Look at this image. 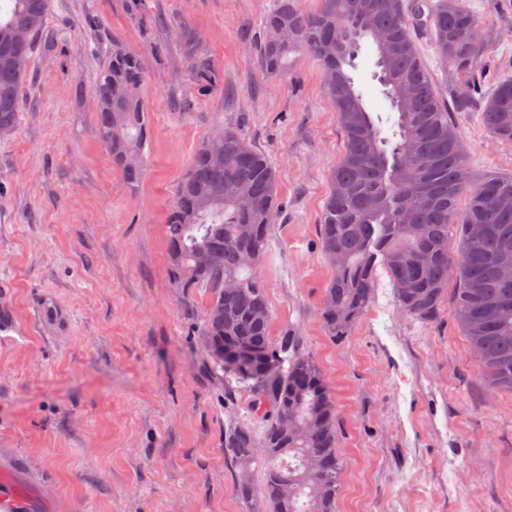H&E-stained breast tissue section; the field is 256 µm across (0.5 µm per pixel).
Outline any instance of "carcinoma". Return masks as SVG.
Returning <instances> with one entry per match:
<instances>
[{"mask_svg":"<svg viewBox=\"0 0 512 512\" xmlns=\"http://www.w3.org/2000/svg\"><path fill=\"white\" fill-rule=\"evenodd\" d=\"M49 9L50 0H0L2 133L19 123L29 73L14 60L31 61ZM363 11L378 79L395 111L389 132L366 110L345 72L352 58L330 53L340 30ZM19 24L30 30L22 42L11 37ZM475 25L478 18L462 0H317L310 11L295 0H275L261 23L258 52L267 76L280 74L291 53L316 57L345 136L318 235L321 252L334 264L320 310L329 336H347L369 307L378 262L400 310L423 324L435 319L452 278L454 316L478 368L489 388L512 392V280L502 275L503 265L512 266V175L473 174L448 103L412 35L414 27L431 31L438 57L465 68L483 50L470 40ZM103 55L93 84L95 132L112 167L135 187L150 139L142 56L114 44ZM481 112L491 133L512 140V78L497 82ZM226 184L235 186L234 195L224 196ZM461 196L467 207L459 216ZM279 216L269 157L239 131L219 129L199 144L169 205L171 273L177 287L205 290L200 336L215 367L250 392L252 410L264 422L259 436L244 424L224 431L239 499L248 512H336L344 462L334 401L297 337L286 331L273 340V313L255 273ZM473 227L482 229L474 241ZM201 249L212 256L207 266L198 264ZM230 281L237 287H227ZM259 467L258 486L252 474Z\"/></svg>","mask_w":512,"mask_h":512,"instance_id":"carcinoma-1","label":"carcinoma"}]
</instances>
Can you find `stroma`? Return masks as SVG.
Returning a JSON list of instances; mask_svg holds the SVG:
<instances>
[{
  "label": "stroma",
  "mask_w": 512,
  "mask_h": 512,
  "mask_svg": "<svg viewBox=\"0 0 512 512\" xmlns=\"http://www.w3.org/2000/svg\"><path fill=\"white\" fill-rule=\"evenodd\" d=\"M482 20L472 67L421 57L451 105L470 168L511 173L512 141L477 105L512 77V0H466ZM274 0H51L0 135V487L14 512H245L224 430L250 423L251 396L203 353L204 290L170 277L165 217L195 150L215 127L267 153L279 184L271 254L257 266L274 319L295 333L336 403L344 460L337 512H512V393L480 375L450 301L425 325L403 315L377 268L349 336L319 317L332 268L318 245L344 136L323 71L290 54L259 72ZM139 51L151 137L128 188L95 133L99 47ZM351 75L368 111L392 110L368 40ZM209 76L199 80L193 61Z\"/></svg>",
  "instance_id": "stroma-1"
}]
</instances>
